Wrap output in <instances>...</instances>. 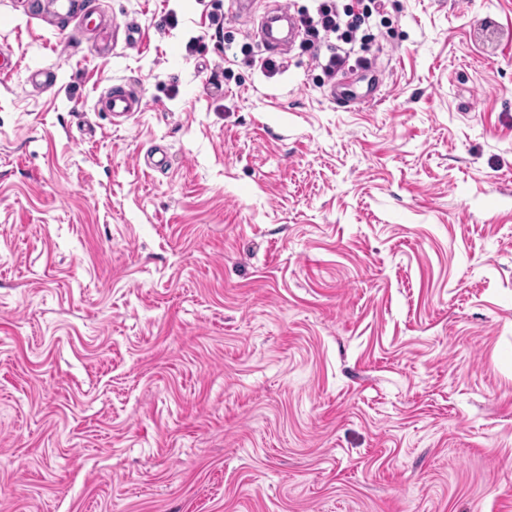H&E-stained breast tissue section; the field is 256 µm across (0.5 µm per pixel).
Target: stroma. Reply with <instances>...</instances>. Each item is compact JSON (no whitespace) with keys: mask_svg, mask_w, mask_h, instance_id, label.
<instances>
[{"mask_svg":"<svg viewBox=\"0 0 512 512\" xmlns=\"http://www.w3.org/2000/svg\"><path fill=\"white\" fill-rule=\"evenodd\" d=\"M37 3L0 0V512H512V0H388L364 109L301 45L242 64L233 0ZM357 77L354 73H345L341 76L331 89V99L334 102H340L345 107L360 108L363 105H369L379 99L377 93L380 81L377 74L374 75V88L365 92L357 89ZM97 104L101 111L111 112L113 118L129 117L144 108L142 95L130 82L108 88Z\"/></svg>","mask_w":512,"mask_h":512,"instance_id":"1","label":"stroma"}]
</instances>
